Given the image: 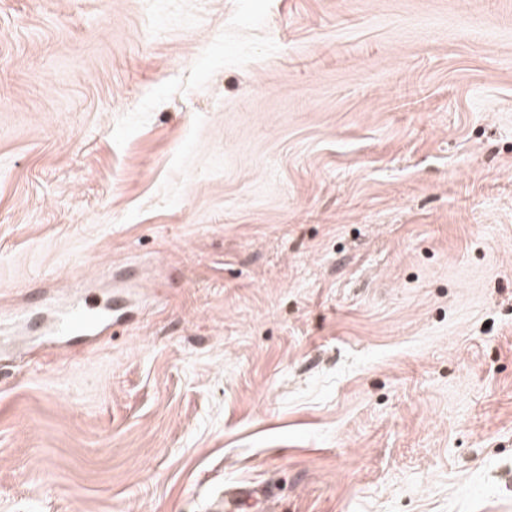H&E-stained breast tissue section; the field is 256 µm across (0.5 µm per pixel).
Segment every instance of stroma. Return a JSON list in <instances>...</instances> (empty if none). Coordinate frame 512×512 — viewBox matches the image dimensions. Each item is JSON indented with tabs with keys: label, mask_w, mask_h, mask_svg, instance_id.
<instances>
[{
	"label": "stroma",
	"mask_w": 512,
	"mask_h": 512,
	"mask_svg": "<svg viewBox=\"0 0 512 512\" xmlns=\"http://www.w3.org/2000/svg\"><path fill=\"white\" fill-rule=\"evenodd\" d=\"M0 512H512V0H0ZM119 325L122 321L112 313L109 300H99L89 289L75 288L50 301L42 343L56 353H68L74 347L72 340L93 346Z\"/></svg>",
	"instance_id": "35a3bbf8"
}]
</instances>
